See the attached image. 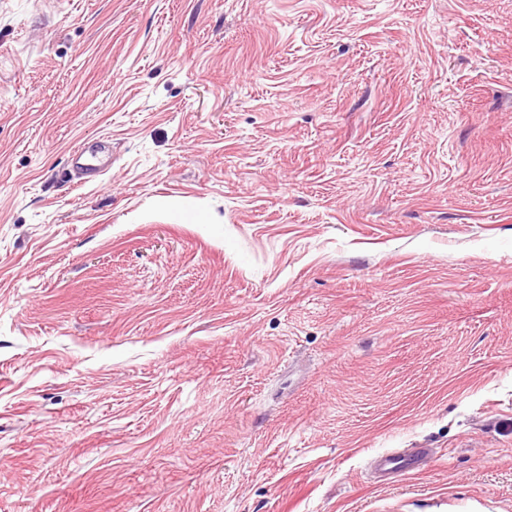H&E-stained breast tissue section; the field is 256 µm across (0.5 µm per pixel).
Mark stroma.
Listing matches in <instances>:
<instances>
[{
  "instance_id": "1",
  "label": "stroma",
  "mask_w": 512,
  "mask_h": 512,
  "mask_svg": "<svg viewBox=\"0 0 512 512\" xmlns=\"http://www.w3.org/2000/svg\"><path fill=\"white\" fill-rule=\"evenodd\" d=\"M0 512H512V0H0ZM432 458L429 448H409L377 455L372 464L374 470L411 472L423 468Z\"/></svg>"
}]
</instances>
